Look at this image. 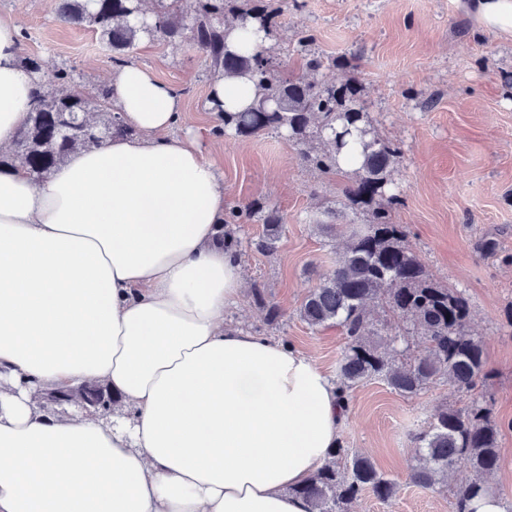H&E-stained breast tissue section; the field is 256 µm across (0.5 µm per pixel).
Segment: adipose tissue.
Returning a JSON list of instances; mask_svg holds the SVG:
<instances>
[{
    "label": "adipose tissue",
    "mask_w": 512,
    "mask_h": 512,
    "mask_svg": "<svg viewBox=\"0 0 512 512\" xmlns=\"http://www.w3.org/2000/svg\"><path fill=\"white\" fill-rule=\"evenodd\" d=\"M512 37V0H456ZM20 22L0 15V153L31 107ZM130 134L42 182L0 170V512H309L295 488L345 422L336 381L290 346L224 322L246 282L219 239L224 177L175 133L176 90L111 75ZM254 90L218 80L209 111ZM107 386L113 414L37 408L39 389Z\"/></svg>",
    "instance_id": "adipose-tissue-1"
}]
</instances>
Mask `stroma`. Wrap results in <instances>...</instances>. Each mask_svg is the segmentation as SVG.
<instances>
[{
	"label": "stroma",
	"instance_id": "stroma-1",
	"mask_svg": "<svg viewBox=\"0 0 512 512\" xmlns=\"http://www.w3.org/2000/svg\"><path fill=\"white\" fill-rule=\"evenodd\" d=\"M56 10V0H0L1 14L20 16V54L39 58L44 78L63 68L81 88L108 82L110 49L89 29L61 24ZM274 22L284 73L306 72L304 55L293 49L301 31L314 35V48L324 56L351 59V67L335 64L320 76L358 79L378 132L400 148L392 177L401 202L392 221L407 225L410 247L437 281L465 293L470 327L491 373L476 393L441 383L408 398L379 380L354 388L340 440L369 457L398 490L386 501L363 493L350 512H452L451 489L411 482V434L436 408L466 407L478 393L491 398L500 424V462L486 481L512 506V265L477 249L491 233L500 250L512 253V37L480 28L455 0H297L283 5ZM127 58L179 92L186 127L198 132L205 157L224 175L227 206L258 201L287 217L269 254L255 247L261 224L237 230L244 277L278 304V324L267 325L249 294L230 320L336 372L347 345L344 331L310 328L298 309L336 258L313 218L329 209L337 223L353 218L341 195L347 174L304 166L296 146L275 133L246 139L215 134L218 119L206 107V56L197 47L141 41Z\"/></svg>",
	"mask_w": 512,
	"mask_h": 512
}]
</instances>
